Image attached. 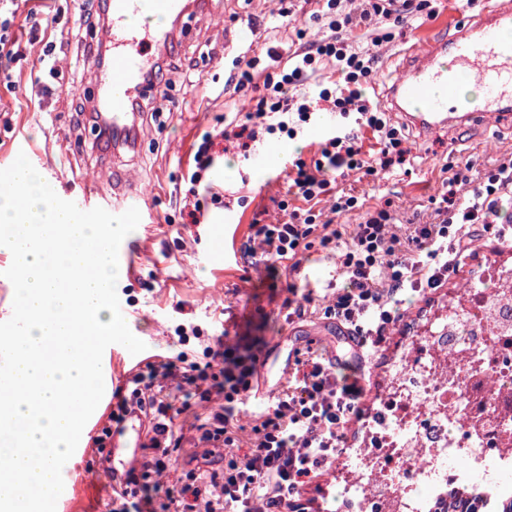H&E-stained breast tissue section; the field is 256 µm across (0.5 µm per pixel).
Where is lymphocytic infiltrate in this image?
<instances>
[{
	"label": "lymphocytic infiltrate",
	"instance_id": "obj_1",
	"mask_svg": "<svg viewBox=\"0 0 512 512\" xmlns=\"http://www.w3.org/2000/svg\"><path fill=\"white\" fill-rule=\"evenodd\" d=\"M351 2L315 0L311 18L322 37L310 41L298 32L297 46L275 71L260 73L257 56L233 61L227 84L252 88L255 104L235 117L230 131L206 133L196 144L184 176L188 198L181 215L183 223L196 224L206 205L223 207L224 193L208 177L218 141L234 140L247 162L257 142L297 139L320 113H330L333 122L313 156L288 161L287 196L278 203L287 221L252 223L249 240L292 275L312 253H336L339 283L322 315L358 338L361 369L346 375L326 353L311 347L297 352L286 390L246 430L239 420L254 397L259 363L252 348L220 342L204 347L200 362L182 351L147 363L132 374L130 395L119 397L109 419L119 424L131 414L142 417L144 445L153 454L114 481L107 512H307L305 494L348 454L368 417L370 369L403 320V292L444 287L464 259L477 257L488 242L512 237V226L499 220L502 203L512 199V159L475 181L471 164H457L431 199L436 223L414 225L404 238L394 230L391 201L368 208L338 188V178L351 171L408 175L414 163L401 127L370 96L375 58L356 48V41L379 45L392 39V25L438 16L429 0H362L358 9ZM61 15L54 0H0V64L25 60L27 47L39 46L40 67L31 85L41 98L56 91L57 60L65 49L54 34ZM325 63L333 65L332 76L314 81ZM467 181L473 184L468 197L458 198L457 185ZM356 210L363 213L360 224L339 223V216ZM158 376L180 389L195 387V399L179 401L156 389ZM215 396L221 405L199 417L195 429L203 442L230 449V456L208 475L187 476L156 500L147 493L149 480L168 469L180 446L176 419L194 401Z\"/></svg>",
	"mask_w": 512,
	"mask_h": 512
}]
</instances>
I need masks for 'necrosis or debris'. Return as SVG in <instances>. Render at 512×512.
<instances>
[{
	"label": "necrosis or debris",
	"instance_id": "1",
	"mask_svg": "<svg viewBox=\"0 0 512 512\" xmlns=\"http://www.w3.org/2000/svg\"><path fill=\"white\" fill-rule=\"evenodd\" d=\"M349 459L353 512H426L461 464L483 488L499 482L512 466V270L489 260L406 347Z\"/></svg>",
	"mask_w": 512,
	"mask_h": 512
}]
</instances>
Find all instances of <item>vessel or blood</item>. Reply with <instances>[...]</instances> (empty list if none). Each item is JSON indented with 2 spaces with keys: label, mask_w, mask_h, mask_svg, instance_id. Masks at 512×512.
Masks as SVG:
<instances>
[{
  "label": "vessel or blood",
  "mask_w": 512,
  "mask_h": 512,
  "mask_svg": "<svg viewBox=\"0 0 512 512\" xmlns=\"http://www.w3.org/2000/svg\"><path fill=\"white\" fill-rule=\"evenodd\" d=\"M204 0H152L153 10L164 17V24L138 23L143 0H109L110 20L106 39L112 46L107 68L97 70L94 83L98 102L112 126L113 147H125L124 135L135 115L131 102L154 103L155 88L142 79L157 62V53L169 47L176 37L173 22L195 12ZM512 27V7L484 8L458 26L448 38L431 40L408 51L403 76L387 85L385 103L402 121L430 137L439 131L464 128L485 116L512 122V42L500 33ZM475 76L482 88L478 107L463 105L456 97L459 79ZM257 394L274 396L292 370L291 360L272 364L261 358Z\"/></svg>",
  "instance_id": "b4317fda"
}]
</instances>
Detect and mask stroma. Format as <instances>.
Segmentation results:
<instances>
[{
  "label": "stroma",
  "mask_w": 512,
  "mask_h": 512,
  "mask_svg": "<svg viewBox=\"0 0 512 512\" xmlns=\"http://www.w3.org/2000/svg\"><path fill=\"white\" fill-rule=\"evenodd\" d=\"M222 2L219 16L197 14L183 19L173 56L176 68L169 74L171 111L159 120L145 122L133 149L117 153L96 150V127L77 119L66 89L73 86L78 95L96 96L90 80L92 70L99 66L94 58L68 52L62 61L63 90L42 107L0 85V169L23 153L35 168L52 176L59 194H66L70 183L91 174L108 195L112 171L119 168L130 171L138 190L145 192L146 220L120 245L117 282L122 314L131 332L146 345L141 354L145 362L176 349L174 329L189 323L202 328L206 336H222L231 343L242 337L256 339L265 353L276 349L287 354L299 347L282 308L288 295L286 280L275 274L269 260L248 252V235L253 220L274 224L282 219L277 201L286 187L284 164L296 151H315L322 127L305 129L293 141L258 145L259 157L252 163L225 153L218 158L212 179L224 189L226 209L209 208L200 223L183 229L176 226L185 190L182 177L193 143L204 133L222 129L225 118L245 108L252 96L251 91L224 86L225 36H250L256 47L270 44L284 53L299 27H308L313 36L318 33L317 25L309 21L312 6L308 2L290 19L278 17L277 0ZM485 6V0H476L471 6L461 5L460 0H443L436 19L397 27L391 42L373 49L379 60L372 83L375 94H382L386 83L397 78L410 47L443 33L452 14L472 16ZM406 135L419 157L412 175L382 173L364 178L352 172L343 181L344 187L365 195L368 205L392 200L401 235L408 234L412 225L432 222L429 200L438 191L444 165L467 160L478 175L512 156V126L483 122L429 139L411 129ZM440 298L437 292L427 300L412 292L406 295L404 324L397 327L390 350L384 351L374 368L368 403L377 402L383 392L381 379L390 366L392 348L413 336L416 326L424 323L431 301ZM112 353V365L103 371L106 393L85 432L81 450L63 468L66 487L56 512L107 510L112 463L96 460L91 439L108 426L109 404L124 392L131 371L125 362V347L113 345ZM193 421L190 415L177 421L181 445L170 460L169 476L159 481L160 488L205 464Z\"/></svg>",
  "instance_id": "obj_1"
}]
</instances>
